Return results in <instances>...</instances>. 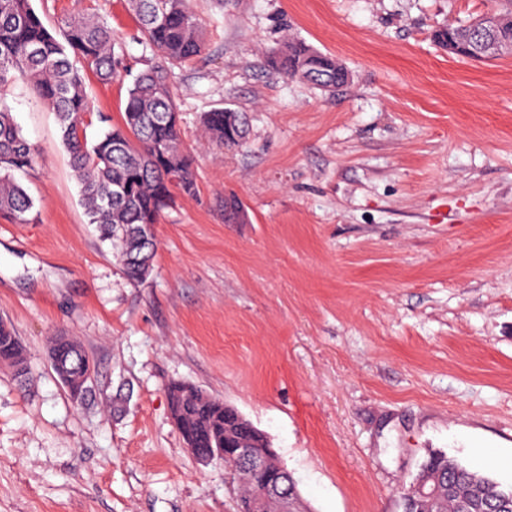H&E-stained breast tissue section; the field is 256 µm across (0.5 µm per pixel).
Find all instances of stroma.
<instances>
[{"label":"stroma","instance_id":"35a3bbf8","mask_svg":"<svg viewBox=\"0 0 512 512\" xmlns=\"http://www.w3.org/2000/svg\"><path fill=\"white\" fill-rule=\"evenodd\" d=\"M47 28L82 7L118 37L126 72L88 75L118 121L149 57L124 0H32ZM496 0H195L203 53L171 87L198 192L153 232L129 281L79 202L53 112L8 104L37 163L28 224L0 218V321L26 384L0 364V512H236L223 461L185 449L166 387L185 382L269 438L309 512H401L399 490L440 449L512 452V54L490 63L431 31ZM336 56L325 93L266 63L282 27ZM246 114L245 144L202 147L201 113ZM237 194L245 216L224 221ZM73 336L96 370L75 403L48 358ZM0 364L11 367L15 376L21 378L27 374L25 350L14 330L0 322Z\"/></svg>","mask_w":512,"mask_h":512}]
</instances>
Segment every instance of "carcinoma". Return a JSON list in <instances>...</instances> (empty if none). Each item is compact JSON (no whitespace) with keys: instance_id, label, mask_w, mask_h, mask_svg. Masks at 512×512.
Returning <instances> with one entry per match:
<instances>
[{"instance_id":"obj_1","label":"carcinoma","mask_w":512,"mask_h":512,"mask_svg":"<svg viewBox=\"0 0 512 512\" xmlns=\"http://www.w3.org/2000/svg\"><path fill=\"white\" fill-rule=\"evenodd\" d=\"M138 23L134 39L160 61L150 62L127 90L121 122L107 125L90 142L85 117L90 114L86 78L117 77L126 69L124 54L116 51L112 28L93 15L80 13L61 18L58 31L43 24L32 0H0V216L13 224H27L34 199L15 175L32 168L38 152L22 134L7 96L18 84L28 85L40 102L55 112L60 141L69 153L81 185V202L88 223L97 225L100 238L119 246L123 273L134 282L153 270L155 252L140 238L144 224L158 223L164 210L178 196L197 191L193 157L185 150L181 117L170 86L171 69L194 60L204 50V40L192 0H126ZM499 20L496 35L500 51L512 53V0H501L491 12ZM470 31L469 23H445L431 37L440 48L454 53L450 35ZM81 67H76L74 61ZM272 68L286 77L317 72L320 90L334 93L347 85L348 69L336 56L318 51L292 34H285L268 55ZM206 141L219 148L240 146L247 134L242 113L215 108L200 116ZM245 214L234 194L224 196V223L234 224ZM81 346L69 336L53 338L48 353L77 352ZM0 364L15 376L27 374L25 350L14 330L0 322ZM94 363L90 359L61 369L58 376L76 402L89 392ZM174 413L184 442L198 448H265L267 436L255 426H246L223 401L191 386H176L171 392ZM238 483L237 512H280L276 495L263 496L260 473L236 468L224 460ZM437 489L434 498L417 495L415 486ZM402 512H512V486L503 487L491 477L472 471L443 451L428 453L409 484L399 491Z\"/></svg>"}]
</instances>
